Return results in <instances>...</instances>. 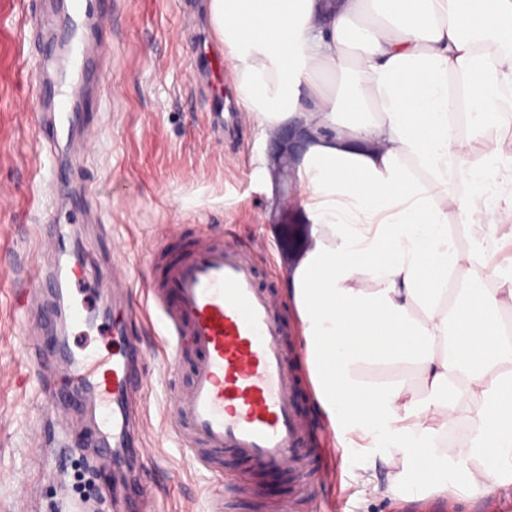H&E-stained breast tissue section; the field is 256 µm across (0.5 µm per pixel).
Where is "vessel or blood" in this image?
Segmentation results:
<instances>
[{"instance_id":"1","label":"vessel or blood","mask_w":512,"mask_h":512,"mask_svg":"<svg viewBox=\"0 0 512 512\" xmlns=\"http://www.w3.org/2000/svg\"><path fill=\"white\" fill-rule=\"evenodd\" d=\"M63 7L69 24L50 38L41 15L24 19L33 37L47 47L39 67L63 59L62 77L77 89L76 97L61 96L42 104L37 113L52 161L51 209L38 232V247L47 253L57 250L62 235L57 190L76 173L60 155L63 142L78 134L89 152L100 138L99 119L82 118L78 102L110 93L98 50L102 31L112 25L111 0H69ZM257 251V246L232 238L187 236L185 225L178 224L170 250H159L153 259L158 276L150 292L171 338L170 357L179 359L187 347L196 354L190 385L175 402V433L190 464L210 473L218 472L219 456L227 450L260 473H293L303 459L308 424L296 406L298 378L286 344L288 330L275 291L258 280ZM22 284L45 294V313L60 314L55 271L28 273ZM134 357L129 351L78 358L66 351L44 369L37 350L28 353L38 370L44 404L76 396L100 410L123 406L140 385ZM114 438L109 426H98L93 451L97 469L111 467Z\"/></svg>"}]
</instances>
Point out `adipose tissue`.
<instances>
[{"label":"adipose tissue","instance_id":"adipose-tissue-1","mask_svg":"<svg viewBox=\"0 0 512 512\" xmlns=\"http://www.w3.org/2000/svg\"><path fill=\"white\" fill-rule=\"evenodd\" d=\"M209 19L262 132L311 134L287 293L337 442L429 449L387 458L384 496L452 463L469 496L512 491V139L487 134L512 125V0H209ZM476 228L489 247L460 249Z\"/></svg>","mask_w":512,"mask_h":512}]
</instances>
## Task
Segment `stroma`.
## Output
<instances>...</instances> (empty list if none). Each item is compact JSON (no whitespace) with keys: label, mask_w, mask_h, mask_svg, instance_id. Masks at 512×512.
<instances>
[{"label":"stroma","mask_w":512,"mask_h":512,"mask_svg":"<svg viewBox=\"0 0 512 512\" xmlns=\"http://www.w3.org/2000/svg\"><path fill=\"white\" fill-rule=\"evenodd\" d=\"M36 0H0V266L35 270L42 264L38 226L45 217L41 178L46 166L33 112L39 93L34 61L41 52L21 25ZM206 0H121L105 41L103 67L112 95L99 107L102 125L95 154L84 158L86 191L70 189L71 222L66 226L67 259L94 273L81 282L76 300L100 305L98 292L114 256L132 273L134 288L125 307L100 306L102 328L68 326L66 343L75 355L93 350L109 356L123 350L112 329L134 324L142 360L144 390L139 409L147 426L142 441L150 459L135 472L154 496L155 512H209L213 496L223 494L225 478L242 484L240 512H260V504L293 494L287 476L245 473L225 457V477L193 468L184 459L170 425L174 396L190 379L192 358L168 363L161 314L149 289L153 253L174 224L244 241H263L259 268L277 292L286 288L288 262L277 249L275 228L295 214L279 210L277 191L256 159L265 155L267 137L249 113L227 134L210 126L213 100L233 89L220 69L206 74L195 67L199 42L212 40ZM19 280L0 279V512H114L107 480L86 455L37 446L34 433L48 421L37 379L29 372L21 338L29 315L19 302ZM291 326L299 379V409L321 432L320 445L334 456L315 458L314 478L301 490L308 512H492L489 497L425 490L422 497H383L374 485L392 470L384 463V442L371 448L338 447L319 414L304 364L294 309L284 304Z\"/></svg>","instance_id":"1"}]
</instances>
